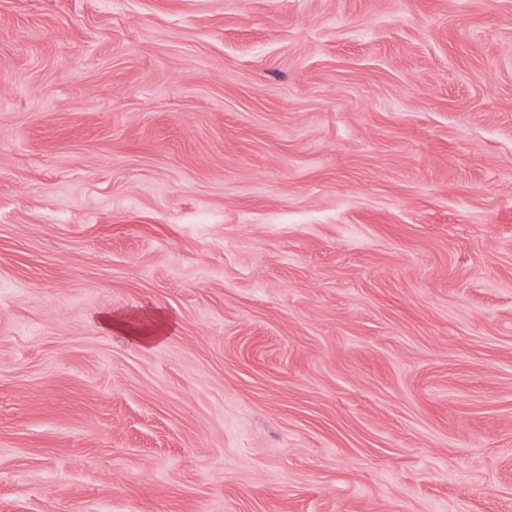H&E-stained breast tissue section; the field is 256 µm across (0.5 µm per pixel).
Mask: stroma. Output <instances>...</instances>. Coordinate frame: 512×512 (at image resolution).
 Segmentation results:
<instances>
[{
    "label": "stroma",
    "mask_w": 512,
    "mask_h": 512,
    "mask_svg": "<svg viewBox=\"0 0 512 512\" xmlns=\"http://www.w3.org/2000/svg\"><path fill=\"white\" fill-rule=\"evenodd\" d=\"M0 512H512V0H0ZM156 320L159 326L150 332H146L142 325L146 321ZM100 326L103 330L112 334L113 330L125 334L128 339L136 341L140 346H150L163 339L164 323L156 317L149 316H136V317H123L112 319V313L104 315L100 321Z\"/></svg>",
    "instance_id": "stroma-1"
}]
</instances>
